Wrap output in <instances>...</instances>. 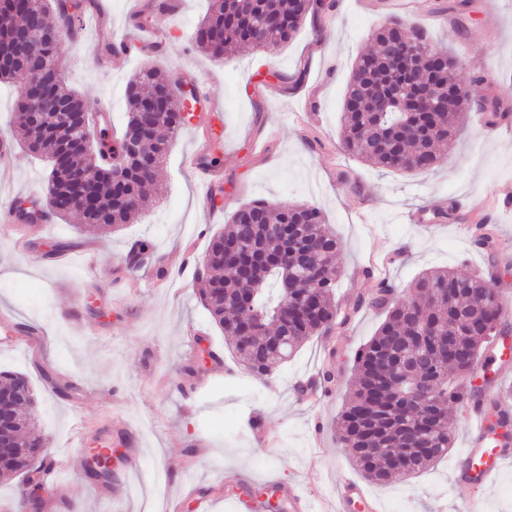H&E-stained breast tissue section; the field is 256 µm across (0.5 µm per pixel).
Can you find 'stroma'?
<instances>
[{
    "instance_id": "stroma-1",
    "label": "stroma",
    "mask_w": 512,
    "mask_h": 512,
    "mask_svg": "<svg viewBox=\"0 0 512 512\" xmlns=\"http://www.w3.org/2000/svg\"><path fill=\"white\" fill-rule=\"evenodd\" d=\"M83 2L78 18L85 33L63 45L60 67L86 108H110L108 135L116 137L127 120L126 86L135 72L147 66L172 76L193 72L200 90L221 105L207 124L217 136L213 153L224 192L213 200L201 194L185 166L198 134L185 128L158 173L161 194L149 195L136 223L90 236L76 216L42 226L0 221V314L18 327L39 322L49 341L43 357L23 345L0 350V369L29 377L44 455L66 461L59 475H45L40 512H143L156 493L149 479L156 469L166 474L165 497L175 512H196L185 498L191 487L209 489V512H240L239 503L262 487L283 500L305 491L317 512H334L340 480L362 477L334 425L352 392L354 354L384 318L354 306L381 280L373 260L397 253L386 278L400 298L422 272L439 267L462 274L497 268V289L512 298V136L470 112L439 167L408 174L371 168L341 145L351 67L372 49L376 28L404 18L477 76L473 97L498 96L512 126V0H470L465 8L459 0H338L334 10L306 19L288 44L223 59L194 44L209 0H184L175 15L151 10L150 0H108L112 19L101 27L92 20L96 0ZM141 23L158 34L154 51L106 69L105 49ZM49 170L45 158L15 143L12 168L0 177V204L17 209L45 201ZM256 199L321 207L343 243L336 304L352 312L341 334L312 337L266 379L237 363L194 281L155 287L127 264L129 247L144 238L154 242L155 259L169 273H176L188 243L204 259L213 235ZM451 201L457 217H440ZM489 210L494 256L476 245L472 232ZM411 211L423 212L424 223H406ZM325 363L335 386L314 408L300 400L296 383ZM62 373L72 383L51 389L50 380ZM256 414L275 436L272 446L254 438L249 422ZM466 435L465 424L457 423L448 457L414 477L371 485L380 512H455L470 496L469 488L451 483L453 457ZM107 437L125 460L102 485L83 461ZM130 458L140 477L128 474ZM227 471L242 483L216 489L217 475Z\"/></svg>"
}]
</instances>
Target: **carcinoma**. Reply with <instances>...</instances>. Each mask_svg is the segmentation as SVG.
Listing matches in <instances>:
<instances>
[{
	"instance_id": "cac0c4a2",
	"label": "carcinoma",
	"mask_w": 512,
	"mask_h": 512,
	"mask_svg": "<svg viewBox=\"0 0 512 512\" xmlns=\"http://www.w3.org/2000/svg\"><path fill=\"white\" fill-rule=\"evenodd\" d=\"M335 2L325 0H211L208 15L196 30L195 41L216 58L242 45L269 50L287 43L306 16L315 9L331 10ZM76 0H0V83L10 82L29 69L30 48L16 40L13 31L26 27L33 19L46 22L50 13L57 23L45 26L38 48L40 57L49 59L61 36L72 31ZM393 29L379 26L372 39L378 45L374 53L359 55L346 86L341 122L342 148L347 153L381 170L411 173L430 170L443 162L437 146L451 144L457 136L456 119L469 112H481L487 124L501 117L499 101L487 97L476 101L470 85L476 79L462 77V86L451 105L433 112H419L410 102L412 89L435 68L440 58L445 69H453L457 58L447 51L433 55L426 32L399 18H391ZM43 94L56 100L70 113L68 125L49 124L38 136H32L37 109L26 94L15 106L16 126L27 148L51 162L47 197L54 199L49 211L58 217L79 214L85 230L97 231L135 221L149 188L147 182L130 177L127 190L131 200L121 204L113 200L112 183L101 174L106 168L105 152L81 145L74 126L86 114L81 97L64 85L61 74H53L41 83ZM150 87H174L153 68L137 72L126 88L129 106L123 134L140 125L141 96ZM405 100L398 112L386 106L387 98ZM182 97L173 96L169 110L154 129L162 165L181 128L190 123L183 115ZM82 190L95 196L99 204L91 210L68 205L70 196ZM288 228V242L299 254V265H257L251 271L254 294V318L260 322L259 340L243 345L236 341L238 320L234 301L241 282L237 271L216 263L205 275L199 298L211 320L231 342L232 352L255 377L270 374L276 362L290 358L309 337L342 329L350 314H341L333 303L338 277L341 241L325 224L323 212L314 204L272 206L256 200L236 210L224 230L214 235L208 254L215 253L224 241L246 242L255 252H276L280 242L272 232L275 225ZM479 243L495 251L494 227L480 223ZM279 293L293 290L295 300H311L302 313L282 312V300L272 301L269 284ZM490 280L481 274L463 276L448 269L422 273L404 300L394 299L395 287L379 283L366 300L356 304L386 312L375 334L362 346L355 358L354 392L336 422V432L346 448L353 449V460L363 476L374 484H385L399 473L395 456L404 451L411 463L405 474L414 476L448 454L454 440L453 408L466 396L468 373L490 338L509 332L505 318V300L486 296ZM486 299H481V296ZM456 341L457 355L444 356L431 340L432 334ZM405 366L406 385L427 381L431 394L420 399L406 413H398L396 398L403 389L389 374V364ZM5 386L0 408L12 411L22 427L12 433L16 442L9 466L0 474L20 475L24 483L32 481L37 470L35 460L42 439L37 435L24 410L37 402L28 378L19 372L3 376ZM33 497L25 492L13 503L0 504V512H27Z\"/></svg>"
}]
</instances>
